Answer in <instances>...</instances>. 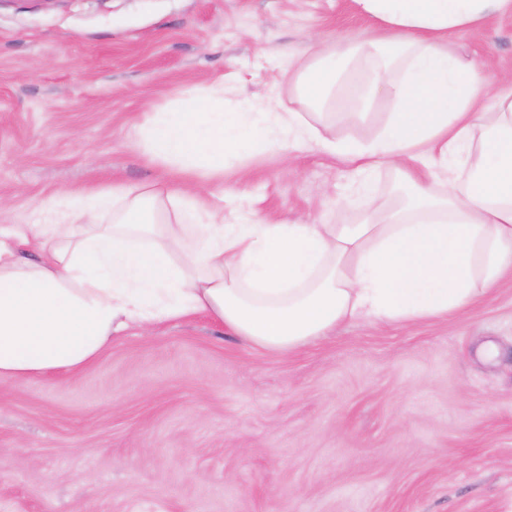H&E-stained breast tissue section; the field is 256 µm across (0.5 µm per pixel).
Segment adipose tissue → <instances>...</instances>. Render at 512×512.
I'll list each match as a JSON object with an SVG mask.
<instances>
[{"label": "adipose tissue", "instance_id": "obj_1", "mask_svg": "<svg viewBox=\"0 0 512 512\" xmlns=\"http://www.w3.org/2000/svg\"><path fill=\"white\" fill-rule=\"evenodd\" d=\"M384 34L358 44L361 85L336 96L329 54L301 67L298 112H220L202 100L139 128L171 171L70 200L64 217L0 226V386L73 372L121 330L203 315L252 347L286 352L358 318L460 311L512 269V78L443 52L455 30L512 15V0H355ZM396 106L361 143L324 138L318 117L363 121L372 98ZM492 109L475 111L481 98ZM314 140L359 175L382 167L408 199L356 224L224 221L200 194L230 147ZM439 156V180L411 167Z\"/></svg>", "mask_w": 512, "mask_h": 512}]
</instances>
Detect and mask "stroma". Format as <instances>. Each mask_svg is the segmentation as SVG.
<instances>
[{
    "instance_id": "stroma-1",
    "label": "stroma",
    "mask_w": 512,
    "mask_h": 512,
    "mask_svg": "<svg viewBox=\"0 0 512 512\" xmlns=\"http://www.w3.org/2000/svg\"><path fill=\"white\" fill-rule=\"evenodd\" d=\"M380 34L352 0H0V225L161 180L147 116L219 88L228 112L300 110L289 63ZM443 46L512 73V17ZM291 155H227L209 180L236 191L225 223L359 219L347 166L312 141ZM0 512H512V273L465 311L359 319L287 353L197 316L1 386Z\"/></svg>"
}]
</instances>
